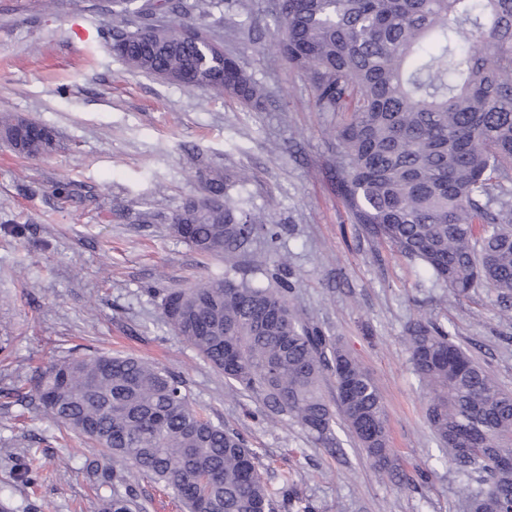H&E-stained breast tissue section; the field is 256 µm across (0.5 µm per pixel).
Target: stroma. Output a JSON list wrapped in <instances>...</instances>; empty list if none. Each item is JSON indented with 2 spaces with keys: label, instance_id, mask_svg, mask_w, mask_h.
Masks as SVG:
<instances>
[{
  "label": "stroma",
  "instance_id": "obj_1",
  "mask_svg": "<svg viewBox=\"0 0 512 512\" xmlns=\"http://www.w3.org/2000/svg\"><path fill=\"white\" fill-rule=\"evenodd\" d=\"M213 3L207 22L265 85V109L131 72L112 52V0H0V114L55 135L38 158L0 142V512H101L83 471L89 448L11 394L31 392L49 358L94 351L179 373L199 412L257 450L272 489L288 474L290 512H467L465 485L426 423L405 336L417 319L441 324L510 390L512 317L485 285L454 297L352 223L336 187L334 120L314 111L300 73L273 50L272 0H252L230 31L224 0ZM215 166L247 173L236 191L283 225L295 305L375 376L392 473L375 470L343 425L328 448L253 398L230 396L223 374L166 323L160 289L224 273L223 259L170 230ZM60 181L68 192H55ZM22 463L37 486L22 481Z\"/></svg>",
  "mask_w": 512,
  "mask_h": 512
}]
</instances>
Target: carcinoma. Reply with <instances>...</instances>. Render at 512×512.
Here are the masks:
<instances>
[{
    "label": "carcinoma",
    "mask_w": 512,
    "mask_h": 512,
    "mask_svg": "<svg viewBox=\"0 0 512 512\" xmlns=\"http://www.w3.org/2000/svg\"><path fill=\"white\" fill-rule=\"evenodd\" d=\"M274 49L305 78L331 130L337 189L353 223L423 264L435 283L465 297L482 282L512 298V0H278ZM161 24L112 30V50L130 70L259 110L263 84L229 54L213 51L210 26L184 0H156ZM0 140L38 157L51 130L0 115ZM219 169L203 195L171 218L172 232L224 259V276L163 293L172 330L224 373L231 395L331 445L341 422L387 472L386 407L370 371L293 304L288 262L268 284L237 278L261 235L278 225L243 206ZM411 362L427 392L426 421L466 481L469 512H512V391L501 387L448 330L427 319L408 328ZM332 377L336 399L321 383ZM34 399L58 429L98 450L86 478L103 512H142L138 476L172 492L185 512H278L293 497L288 475L271 493L258 452L203 417L171 370L133 355L54 360Z\"/></svg>",
    "instance_id": "obj_1"
}]
</instances>
